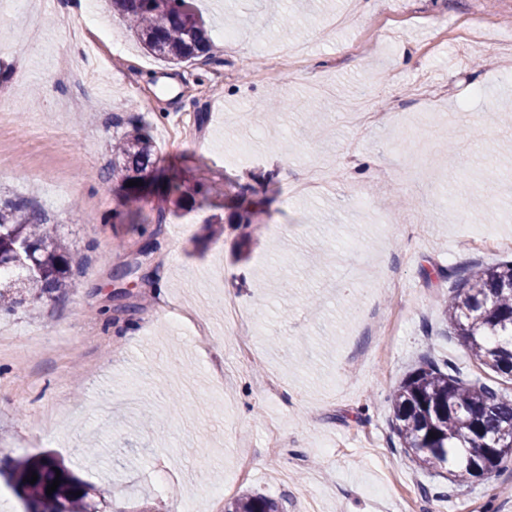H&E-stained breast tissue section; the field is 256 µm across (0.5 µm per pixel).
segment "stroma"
Here are the masks:
<instances>
[{"instance_id": "stroma-1", "label": "stroma", "mask_w": 512, "mask_h": 512, "mask_svg": "<svg viewBox=\"0 0 512 512\" xmlns=\"http://www.w3.org/2000/svg\"><path fill=\"white\" fill-rule=\"evenodd\" d=\"M68 3L13 0L0 18V198L40 205L76 264L59 298L0 313V460L55 451L110 486V512L210 492L215 512L245 493L283 512H512V468L460 485L419 467L390 401L422 359L479 371L444 302L449 272L512 259V0H195L212 46L181 65L144 51L108 0L99 29ZM473 15L500 22L497 52L459 41ZM287 43L299 72L271 64ZM87 49L90 73L59 82ZM284 92L319 125L268 121ZM362 93L395 118L358 137ZM116 115L213 195L161 223L148 200L131 227L106 173ZM339 167L348 184L284 197ZM258 194L261 223H230ZM228 296L250 319L237 331Z\"/></svg>"}]
</instances>
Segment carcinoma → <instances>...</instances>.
<instances>
[{"instance_id":"carcinoma-1","label":"carcinoma","mask_w":512,"mask_h":512,"mask_svg":"<svg viewBox=\"0 0 512 512\" xmlns=\"http://www.w3.org/2000/svg\"><path fill=\"white\" fill-rule=\"evenodd\" d=\"M112 16L134 32L150 54L172 63L196 60L207 53L202 17L193 0H111ZM122 129L112 147L111 175L120 179L124 207L135 218L140 203L152 193L145 175L157 162V151L143 127L133 121L113 122ZM139 186H128V181ZM163 206L157 223L165 220V204L193 207L197 192L182 189L175 172L162 173ZM73 256L59 234L29 201L0 206V271L16 276L0 279V311L9 312L23 297L38 302L72 287ZM449 333L469 349L484 369L512 379V261L486 265L454 282L445 307ZM393 429L405 452L420 466L445 470L453 481L468 482L512 465L491 455L495 441L512 437V393L480 377L460 374L447 363L423 361L393 390ZM435 436H430V433ZM61 476H56V471ZM37 473L36 483L27 479ZM0 476L23 502L25 512H102L106 497L92 501L96 488L75 475L52 451L10 460ZM56 491L46 494L53 480ZM82 495H76V492ZM228 512H279L264 494L231 501Z\"/></svg>"}]
</instances>
